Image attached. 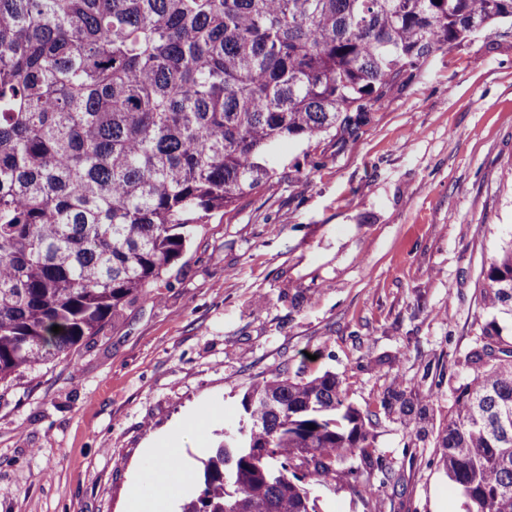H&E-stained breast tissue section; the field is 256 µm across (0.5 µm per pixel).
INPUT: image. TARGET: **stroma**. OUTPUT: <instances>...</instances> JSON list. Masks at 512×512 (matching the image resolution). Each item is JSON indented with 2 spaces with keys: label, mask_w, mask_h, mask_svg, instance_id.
I'll return each instance as SVG.
<instances>
[{
  "label": "stroma",
  "mask_w": 512,
  "mask_h": 512,
  "mask_svg": "<svg viewBox=\"0 0 512 512\" xmlns=\"http://www.w3.org/2000/svg\"><path fill=\"white\" fill-rule=\"evenodd\" d=\"M511 158L507 23L433 55L354 132L282 142L271 183L214 216L155 298L0 387V512H128L157 453L181 512L244 391L300 369L378 413L373 496L314 485L324 512H459L436 438L512 239ZM395 377L412 422L381 410Z\"/></svg>",
  "instance_id": "obj_1"
}]
</instances>
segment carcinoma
Instances as JSON below:
<instances>
[{"mask_svg":"<svg viewBox=\"0 0 512 512\" xmlns=\"http://www.w3.org/2000/svg\"><path fill=\"white\" fill-rule=\"evenodd\" d=\"M506 22L512 0H0V384L148 296L272 180L277 142L353 131L403 75ZM480 298L438 465L461 512H512V240ZM241 406L251 424L224 433L182 512H323L308 477L372 494L347 463L372 461L377 412L336 375L280 373Z\"/></svg>","mask_w":512,"mask_h":512,"instance_id":"carcinoma-1","label":"carcinoma"}]
</instances>
